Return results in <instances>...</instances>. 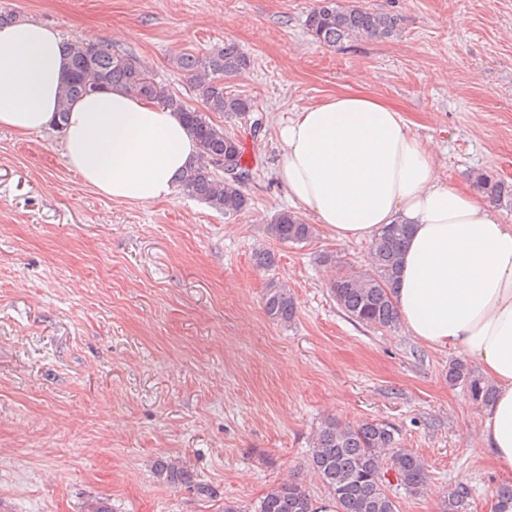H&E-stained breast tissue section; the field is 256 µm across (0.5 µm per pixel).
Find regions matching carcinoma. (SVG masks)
Instances as JSON below:
<instances>
[{"label": "carcinoma", "mask_w": 512, "mask_h": 512, "mask_svg": "<svg viewBox=\"0 0 512 512\" xmlns=\"http://www.w3.org/2000/svg\"><path fill=\"white\" fill-rule=\"evenodd\" d=\"M305 26L316 42L328 47H338L358 38L390 40L402 32L399 16L357 3L340 4L338 0H317L307 15ZM64 49L69 74L62 87L60 114L68 112L72 102L84 94L116 87L167 105L180 113L200 150L199 162L180 179L181 193L205 202L226 216L237 215L248 208L249 201L242 190L244 180L225 173L221 165V161L226 160L239 172H249L243 163L244 147L238 138L224 132L206 112L177 98L166 85L157 82L137 58L115 54L101 41L82 38L65 42ZM175 62L193 77L194 90L207 112L232 120L254 111L255 103L251 98L224 91L225 77L244 73L251 66L250 57L236 43L227 41L201 56L181 53L175 57ZM474 182L490 202L512 205V183L493 180L482 173L474 176ZM266 231L280 243L300 244L312 238L314 227L286 210L270 219ZM407 234L405 224L384 226L371 242L368 267L347 268L332 281L330 290L336 304L353 322L373 330H392L399 324L391 295ZM264 309L270 319L284 324L290 322L295 311L288 285L270 281L264 294ZM448 383L465 386L477 403L488 404L493 399L492 386L463 360L449 363ZM386 461L390 462V470L405 490L419 493L426 487L428 475L424 461L402 448L395 429L386 423L371 421L349 425L329 419L310 444V469L337 500L340 512H397L383 479ZM156 471L170 484L192 488L202 496L213 494L210 487L196 483L191 473L170 458L158 460ZM467 499L466 487L448 488L443 496L442 512H464ZM254 512H313V502L301 484L288 480L267 492Z\"/></svg>", "instance_id": "cac0c4a2"}]
</instances>
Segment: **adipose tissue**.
<instances>
[{
  "mask_svg": "<svg viewBox=\"0 0 512 512\" xmlns=\"http://www.w3.org/2000/svg\"><path fill=\"white\" fill-rule=\"evenodd\" d=\"M67 56L57 31L0 27V127L21 135L54 123ZM66 164L84 186L128 203L173 198L199 154L177 112L116 88L89 93L62 125ZM278 179L340 243L405 224L392 300L422 344L475 360L495 397L478 439L512 477V224L470 189L440 179L430 149L398 110L367 94L299 108L279 129Z\"/></svg>",
  "mask_w": 512,
  "mask_h": 512,
  "instance_id": "1",
  "label": "adipose tissue"
}]
</instances>
